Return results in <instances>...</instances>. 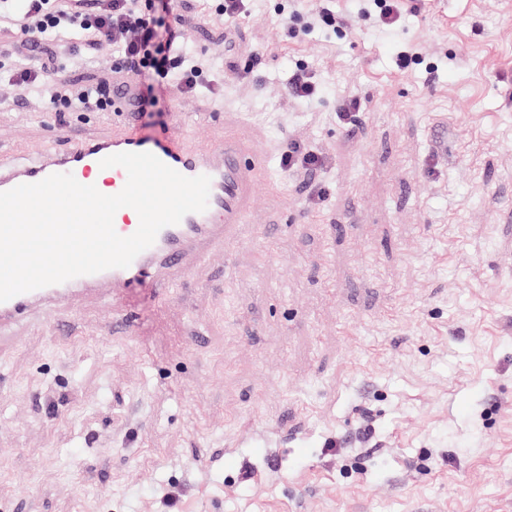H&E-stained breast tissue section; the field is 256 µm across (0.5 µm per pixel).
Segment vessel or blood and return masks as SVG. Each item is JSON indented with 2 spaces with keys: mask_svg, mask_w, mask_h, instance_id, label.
I'll return each instance as SVG.
<instances>
[{
  "mask_svg": "<svg viewBox=\"0 0 512 512\" xmlns=\"http://www.w3.org/2000/svg\"><path fill=\"white\" fill-rule=\"evenodd\" d=\"M139 97L140 88L134 79L115 82L113 109L124 118L122 133L109 141L80 143L63 154L50 150L28 164L11 168L0 166V191L35 183L54 173L73 174L79 183L89 185L100 170L101 159L120 152H149L184 176H209L207 209L187 214L180 223L164 227L154 244L141 252L129 267L79 276L0 302V320L22 317L32 302L59 296L90 283H108L120 288L133 281L151 278L153 269L182 260L189 241L208 239L213 245L224 248L233 240L236 227L247 222L251 194L269 175L266 160L250 153L236 132L230 129L225 130L221 145L204 152L184 142L180 124L176 121L154 133H143L135 121V114L140 109Z\"/></svg>",
  "mask_w": 512,
  "mask_h": 512,
  "instance_id": "obj_1",
  "label": "vessel or blood"
}]
</instances>
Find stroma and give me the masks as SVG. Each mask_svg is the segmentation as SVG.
I'll list each match as a JSON object with an SVG mask.
<instances>
[{"instance_id": "35a3bbf8", "label": "stroma", "mask_w": 512, "mask_h": 512, "mask_svg": "<svg viewBox=\"0 0 512 512\" xmlns=\"http://www.w3.org/2000/svg\"><path fill=\"white\" fill-rule=\"evenodd\" d=\"M280 3L226 22L196 0L201 56L273 62L139 117L202 150L238 130L273 166L226 253L0 326V512H512V0H424L390 35L298 0L283 38ZM59 71L116 80L112 46ZM121 129L0 86L14 163ZM291 141L323 167L279 169ZM287 90L298 101L307 103L318 97L321 88L315 73L307 68L299 67L288 73Z\"/></svg>"}]
</instances>
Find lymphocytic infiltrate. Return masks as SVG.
I'll use <instances>...</instances> for the list:
<instances>
[{
  "instance_id": "lymphocytic-infiltrate-1",
  "label": "lymphocytic infiltrate",
  "mask_w": 512,
  "mask_h": 512,
  "mask_svg": "<svg viewBox=\"0 0 512 512\" xmlns=\"http://www.w3.org/2000/svg\"><path fill=\"white\" fill-rule=\"evenodd\" d=\"M359 14L379 29L395 31L407 15L420 11L419 0H360ZM176 0H0V25L22 36L12 66L0 68V83L31 95L45 92L49 72L57 69L64 37L79 41L85 55L97 46L112 45L116 69L134 66L151 76L141 93L142 109L157 102L156 88L169 87L189 95L217 94L224 89V68L187 50L182 43L184 16ZM66 112H106L112 107V86L97 79L76 84L64 95Z\"/></svg>"
}]
</instances>
